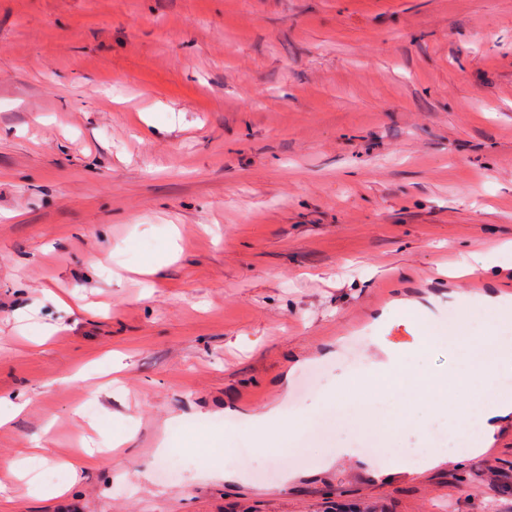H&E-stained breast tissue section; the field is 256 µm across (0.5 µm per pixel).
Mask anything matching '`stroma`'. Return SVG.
I'll use <instances>...</instances> for the list:
<instances>
[{"label":"stroma","instance_id":"obj_1","mask_svg":"<svg viewBox=\"0 0 512 512\" xmlns=\"http://www.w3.org/2000/svg\"><path fill=\"white\" fill-rule=\"evenodd\" d=\"M509 240L512 0H0V451L102 450L0 512H512V416L364 483L414 383L330 341L386 281L448 320Z\"/></svg>","mask_w":512,"mask_h":512}]
</instances>
